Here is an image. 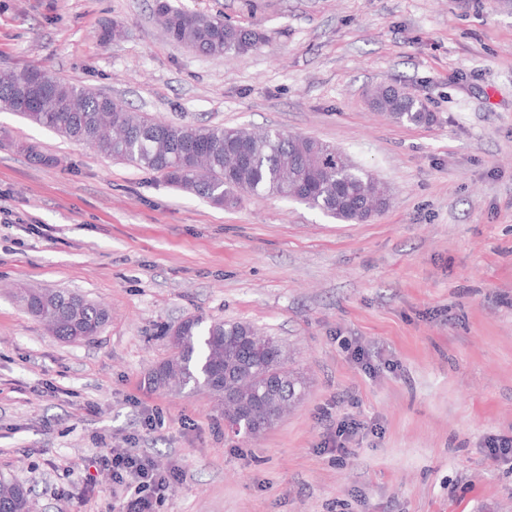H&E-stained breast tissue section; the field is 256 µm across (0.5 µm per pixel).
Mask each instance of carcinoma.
<instances>
[{"label":"carcinoma","mask_w":512,"mask_h":512,"mask_svg":"<svg viewBox=\"0 0 512 512\" xmlns=\"http://www.w3.org/2000/svg\"><path fill=\"white\" fill-rule=\"evenodd\" d=\"M155 13L167 37L205 56L248 53L262 43L256 30L233 26L224 19L184 11L157 0ZM45 79L52 83L57 102L49 101L37 112H21L31 124L84 143L104 156L125 161L161 175L172 186L222 206L237 200V194L273 195L295 200L338 220L359 223L371 208L389 206V189L356 165L334 145L312 137L265 129L247 131L220 125H183L154 119L120 101H104L83 86L58 79L39 66H27L0 74V103L11 105L27 83ZM373 109L385 112L396 123L423 125L431 112L420 99L387 85L371 92ZM245 148L248 160L235 163L231 157ZM203 157L190 172L176 163L187 150ZM21 300L31 314L45 315L53 335L63 342L74 335V320L108 321L107 311L86 298L75 300L67 292L27 288ZM220 359L235 370V402L224 403V419H245L257 411L262 424H241L246 437L272 427L288 407L306 395L307 380L286 368L288 351L274 336L243 322L206 321L189 317L170 359L171 374L185 386L198 378L209 361ZM280 381L278 390L269 381ZM0 512H29V499L16 483L0 481Z\"/></svg>","instance_id":"obj_1"}]
</instances>
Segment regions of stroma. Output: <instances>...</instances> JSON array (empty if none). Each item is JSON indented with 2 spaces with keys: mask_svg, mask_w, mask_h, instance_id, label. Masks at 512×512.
I'll list each match as a JSON object with an SVG mask.
<instances>
[{
  "mask_svg": "<svg viewBox=\"0 0 512 512\" xmlns=\"http://www.w3.org/2000/svg\"><path fill=\"white\" fill-rule=\"evenodd\" d=\"M171 2L264 41L209 57L165 36L154 0H0V69L176 123L316 138L392 203L360 224L276 196L217 208L0 110V479L36 512H120L94 461L129 448L183 474L156 512H512V0ZM107 25L119 40L101 42ZM381 83L432 123L374 112ZM21 286L109 320L62 342ZM193 315L277 337L304 400L242 438L217 397L151 389L166 327Z\"/></svg>",
  "mask_w": 512,
  "mask_h": 512,
  "instance_id": "1",
  "label": "stroma"
}]
</instances>
